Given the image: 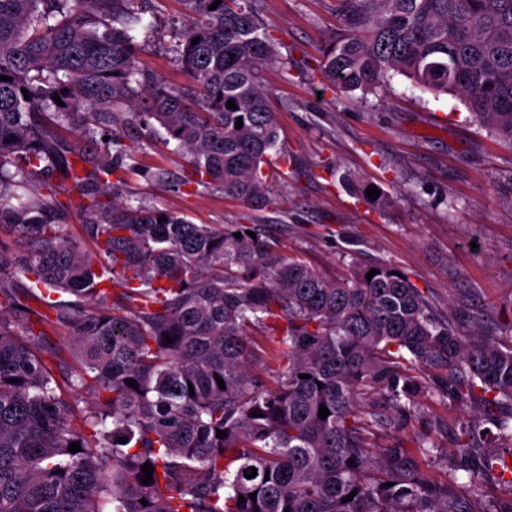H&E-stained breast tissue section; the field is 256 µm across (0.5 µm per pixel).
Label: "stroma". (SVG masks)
<instances>
[{"instance_id":"stroma-1","label":"stroma","mask_w":512,"mask_h":512,"mask_svg":"<svg viewBox=\"0 0 512 512\" xmlns=\"http://www.w3.org/2000/svg\"><path fill=\"white\" fill-rule=\"evenodd\" d=\"M260 19L277 42L265 71L279 144L303 174L273 189L257 227L280 257H297L329 279L351 270L359 248L409 274L438 311L463 332L500 337L512 319V149L474 122L452 96L436 97L404 77L360 97L327 89L318 48L337 32L336 0H258ZM143 24L153 27L144 64L169 84L186 82L169 50L184 23L178 0H157ZM135 145L137 172L125 200L181 212L196 224L241 223L247 206L197 186L177 188L184 159L160 135L120 128ZM354 176L397 198L374 210L344 183ZM472 404L424 399L405 425L384 431V446L417 438L450 452Z\"/></svg>"}]
</instances>
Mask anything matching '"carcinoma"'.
Segmentation results:
<instances>
[{
    "instance_id": "1",
    "label": "carcinoma",
    "mask_w": 512,
    "mask_h": 512,
    "mask_svg": "<svg viewBox=\"0 0 512 512\" xmlns=\"http://www.w3.org/2000/svg\"><path fill=\"white\" fill-rule=\"evenodd\" d=\"M138 2L0 0V229L13 234L0 240V512H477L486 476L512 492L499 452L512 447V338L465 337L382 259L355 256L329 281L246 226L127 204L112 176L133 147L114 134L89 153L60 137L160 127L186 160L178 187L253 208L299 176L287 154L270 157L262 72L277 49L256 0H181L180 87L142 63ZM337 11L319 49L335 92L366 96L399 74L459 98L512 148V0ZM72 211L85 218L75 232ZM254 327L281 352L270 385L251 370ZM62 329L68 351L43 350ZM436 393L484 412L461 425L443 480L427 470L435 447L373 443ZM147 462L160 470L144 485Z\"/></svg>"
}]
</instances>
